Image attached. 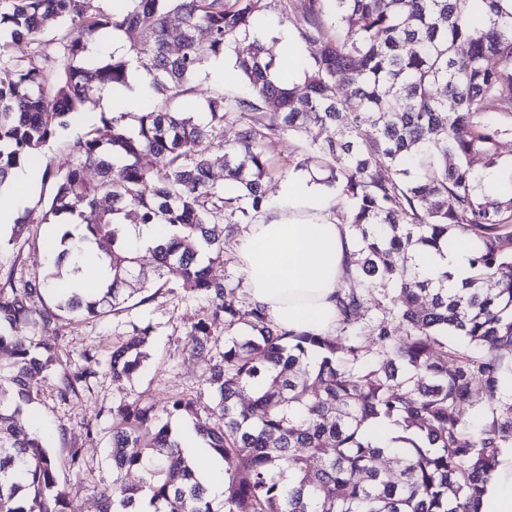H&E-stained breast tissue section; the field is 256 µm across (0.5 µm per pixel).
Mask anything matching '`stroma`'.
<instances>
[{
	"label": "stroma",
	"instance_id": "stroma-1",
	"mask_svg": "<svg viewBox=\"0 0 512 512\" xmlns=\"http://www.w3.org/2000/svg\"><path fill=\"white\" fill-rule=\"evenodd\" d=\"M229 62H217L205 56L204 66L196 76L192 95L181 99V106L196 111L200 101L218 92H241L244 84L230 76ZM51 191L50 184H38L31 192L29 204L20 218L23 230L16 244L0 250V271L13 273L16 280L43 278L46 273L44 257L49 242V227L43 222V200ZM200 299L184 296L182 290L158 293L146 305L118 316L97 320H75L62 329V368L83 367L85 352L96 354L99 363L91 378V390L83 397L67 403L55 396L56 375L37 379L38 398L23 408L22 425L37 421V431L43 435L54 458L61 482L80 485L73 496L70 512H97V487L112 480V461L108 456L112 438L111 408L121 400L149 391L157 409H164L175 395L200 396L198 418L213 422L204 396L205 380L217 351L214 348L190 352L187 348V327L204 312ZM151 325L152 333L146 347L147 357L140 373L132 380L117 383L105 364L113 345L122 341L130 324ZM84 451L83 470L74 471L67 464L69 449Z\"/></svg>",
	"mask_w": 512,
	"mask_h": 512
}]
</instances>
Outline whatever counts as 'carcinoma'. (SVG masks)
I'll return each mask as SVG.
<instances>
[{
  "label": "carcinoma",
  "mask_w": 512,
  "mask_h": 512,
  "mask_svg": "<svg viewBox=\"0 0 512 512\" xmlns=\"http://www.w3.org/2000/svg\"><path fill=\"white\" fill-rule=\"evenodd\" d=\"M4 2L0 67L14 78L0 83V185L53 143L70 163L43 171L45 221L57 226L46 278L0 281V512L69 506L46 439L20 425L22 405L36 398L32 380L61 363V344L19 330L33 298L79 272L83 243L97 249L107 278L93 298L73 291L43 306L40 331L68 316L128 311L135 293L155 287L207 302L186 332L193 351L217 342L219 325L246 326L206 380L218 424L195 426L224 464L223 512H474L512 448V398L502 392L512 379V194L486 192L474 168L476 160L501 167L500 144L512 139V0H120L110 13H90L84 0ZM267 8L301 43L320 45L297 62L300 84L255 28ZM50 19L59 29L48 51ZM117 32L125 53H102ZM22 42L32 46L25 60L13 52ZM203 43L231 59L248 93L204 99L200 121L172 101L194 92ZM134 73L163 101L102 118L107 139L92 129L71 135L87 86L128 88ZM315 128L322 137L304 142L294 169L348 205L358 245L351 264L361 288L338 296L343 343L278 327L265 309L238 304L234 281L210 274L226 235L268 206V147ZM216 142L219 157L210 153ZM217 164L222 187L210 178ZM131 207L138 223L171 228L150 271L124 233ZM462 238L473 277L459 288L448 287V272L425 274L409 257L411 247ZM485 279L495 287H477ZM369 300L384 316L361 325ZM150 335L131 324L109 356L113 380L139 372ZM84 359L59 377L61 401L89 388L98 359ZM477 393L473 425L460 408ZM196 404L173 396L163 418L139 393L112 407L114 475L96 491L99 512H216L171 425ZM391 454L401 456L397 473L379 465ZM131 471L143 474L140 483L124 481Z\"/></svg>",
  "instance_id": "obj_1"
}]
</instances>
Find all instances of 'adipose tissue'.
I'll return each mask as SVG.
<instances>
[{
  "label": "adipose tissue",
  "instance_id": "1",
  "mask_svg": "<svg viewBox=\"0 0 512 512\" xmlns=\"http://www.w3.org/2000/svg\"><path fill=\"white\" fill-rule=\"evenodd\" d=\"M38 172L15 170L0 185V229L14 224L27 207L28 187ZM283 206H270L248 225L236 245V258L253 304L265 307L280 327L294 333L332 334L339 319L338 296L344 288L355 249L346 224L336 216V197L304 172L289 174ZM422 269L441 270L461 285L472 271L463 248L421 253ZM186 456L195 464L211 497L224 495L221 467L196 434L178 427ZM476 512H512V449L502 452L496 471L475 506Z\"/></svg>",
  "mask_w": 512,
  "mask_h": 512
}]
</instances>
